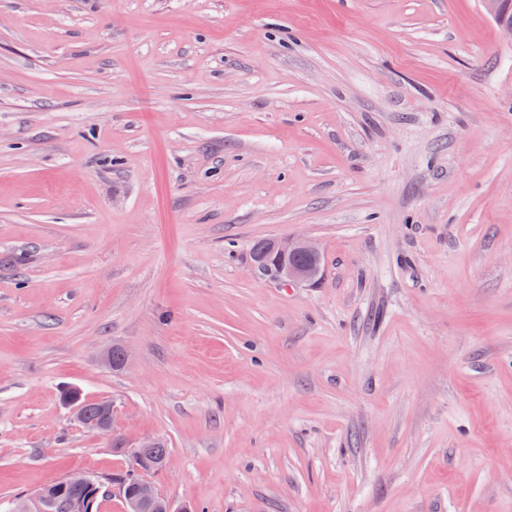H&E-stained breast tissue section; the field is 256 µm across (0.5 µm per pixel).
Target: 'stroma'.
Segmentation results:
<instances>
[{
    "instance_id": "stroma-1",
    "label": "stroma",
    "mask_w": 512,
    "mask_h": 512,
    "mask_svg": "<svg viewBox=\"0 0 512 512\" xmlns=\"http://www.w3.org/2000/svg\"><path fill=\"white\" fill-rule=\"evenodd\" d=\"M286 236L314 284L255 272ZM148 439L175 512H512V37L482 0H0V498ZM67 396L64 399V405L69 409L71 417L77 422L84 430L98 434V435H111L112 433V420L113 411L112 405L106 401L98 403V412L94 413L97 408V402L83 401L84 405L80 403V392L76 387L65 388ZM88 412H86V410Z\"/></svg>"
}]
</instances>
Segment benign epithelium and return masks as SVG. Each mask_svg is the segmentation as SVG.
I'll use <instances>...</instances> for the list:
<instances>
[{
    "label": "benign epithelium",
    "instance_id": "1",
    "mask_svg": "<svg viewBox=\"0 0 512 512\" xmlns=\"http://www.w3.org/2000/svg\"><path fill=\"white\" fill-rule=\"evenodd\" d=\"M321 257L320 250L311 242L289 237L266 240L265 247L254 253L255 271L278 280L284 284L306 283L315 280L321 272L316 264ZM64 405L71 417L84 430L98 434L111 435L113 411L106 401L98 403V412L90 414L80 403V392L76 387L66 388ZM82 488L84 495L69 502V512H95L99 500L110 496L111 488L98 477L89 474H74L55 486L43 490L33 499L20 498L6 504V512H54L59 496L68 488ZM125 504V512H174L170 503L154 487L145 481H137L130 486L120 484Z\"/></svg>",
    "mask_w": 512,
    "mask_h": 512
}]
</instances>
